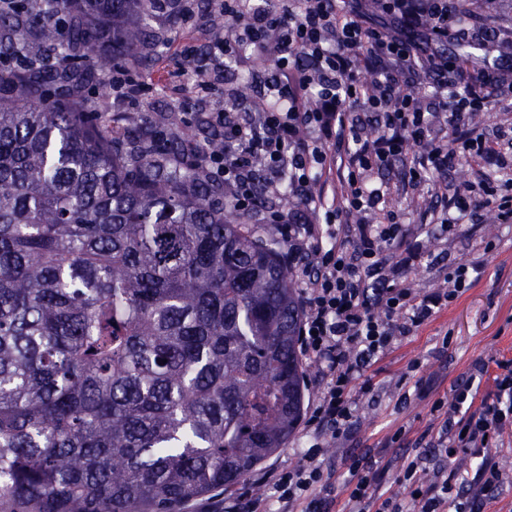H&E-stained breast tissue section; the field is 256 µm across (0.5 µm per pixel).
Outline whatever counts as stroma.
Segmentation results:
<instances>
[{
	"instance_id": "1",
	"label": "stroma",
	"mask_w": 512,
	"mask_h": 512,
	"mask_svg": "<svg viewBox=\"0 0 512 512\" xmlns=\"http://www.w3.org/2000/svg\"><path fill=\"white\" fill-rule=\"evenodd\" d=\"M448 11L462 18L464 33L438 44V54L453 59L462 47L474 48L462 72L449 73L448 88L462 89L471 77L496 82L498 96L484 111L474 114L471 122L481 129L497 130L501 124L512 122V0H484L476 13L468 10L464 0H448ZM147 23L152 37L141 54L116 57L107 46L101 51L106 64L85 92L104 123H111L120 111L147 119L168 110L172 123L158 128L160 138L191 129L196 140L203 141L211 130L191 120V113L205 115L230 108L254 111L257 92L242 93L241 86L261 70V57L225 60L220 78L210 72L200 74L180 58L179 52L187 45L205 49L212 29L203 14L187 22L154 13ZM121 67L136 68L139 80L148 88L144 100L114 101L107 79ZM408 171V165L396 161L377 175V182L391 189L387 208L398 211L404 223L437 227L441 201L434 177L410 189L406 186ZM446 179L460 187L479 179L502 187L512 184V165L484 163L463 168L452 160ZM466 231L465 238L446 244L430 240L427 248L435 256L445 249L479 263L475 282L412 335L397 341L367 370L371 387L359 395L348 436L327 447L324 470L333 488L331 512H342L347 499L345 484L351 457H365L374 470L382 472V490L399 491L401 459L413 451L415 440L428 428L433 402L451 397L453 387L466 380L479 362L488 367L481 388L490 390L492 377L498 372L497 361L512 360V223H499L494 211L484 206L478 222L467 226ZM413 362L418 365L414 371L409 368Z\"/></svg>"
}]
</instances>
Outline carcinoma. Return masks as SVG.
<instances>
[{
	"label": "carcinoma",
	"instance_id": "carcinoma-1",
	"mask_svg": "<svg viewBox=\"0 0 512 512\" xmlns=\"http://www.w3.org/2000/svg\"><path fill=\"white\" fill-rule=\"evenodd\" d=\"M142 0L0 11V512H176L244 481L304 413L295 273L184 138L68 100ZM65 18L64 26L56 22ZM74 58L53 68L18 33Z\"/></svg>",
	"mask_w": 512,
	"mask_h": 512
}]
</instances>
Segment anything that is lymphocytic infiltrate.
I'll return each mask as SVG.
<instances>
[{"mask_svg": "<svg viewBox=\"0 0 512 512\" xmlns=\"http://www.w3.org/2000/svg\"><path fill=\"white\" fill-rule=\"evenodd\" d=\"M386 20L367 24L359 8H337L336 0H225L223 9L240 27L236 41L213 34L214 56L264 57L265 108L243 121L239 113L210 115L224 134V150L191 151L194 165L220 181L235 211L252 212L260 196L292 194L298 212L268 210L287 243L286 262L300 272L299 350L315 367L305 385L313 393L304 423L314 443L287 471H268L260 484L277 493L280 512H327L323 481L326 444L344 436L356 416V382L373 358L410 335L470 285L475 266L452 260L439 269L437 288L405 287L402 278L426 254L421 230L400 223L388 211L386 190L375 174L400 159L408 143L424 148L423 168L442 175L448 160L502 162L498 141L472 129L469 117L483 111L487 95L469 89L438 106L422 105L406 93L413 76L436 69L434 44L448 37V0H380ZM382 60L376 81L359 77V65ZM269 176L255 180L257 168ZM338 171L340 200L322 209L314 190L317 176ZM445 196L440 227L457 236L473 219L471 200L481 197L512 222V188L500 192L479 183ZM382 213L383 223L342 224L346 214ZM342 231H335V224ZM494 388L474 400V379L458 385L449 400L430 409L439 429L431 439L440 465L422 479L421 458H404L398 478L403 491L382 494L379 473L353 464L346 484L345 512H484L488 495L512 474L498 460L497 441L512 424V360L498 362ZM474 458L473 477L459 461Z\"/></svg>", "mask_w": 512, "mask_h": 512, "instance_id": "1", "label": "lymphocytic infiltrate"}]
</instances>
